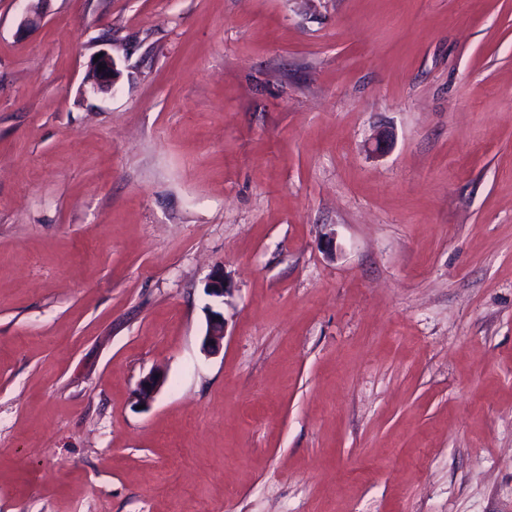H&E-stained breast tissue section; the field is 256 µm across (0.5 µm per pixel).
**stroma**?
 <instances>
[{"label":"stroma","mask_w":512,"mask_h":512,"mask_svg":"<svg viewBox=\"0 0 512 512\" xmlns=\"http://www.w3.org/2000/svg\"><path fill=\"white\" fill-rule=\"evenodd\" d=\"M28 5L0 512H512V0ZM101 57L94 62V59L90 62L89 66V80L92 83L93 90L100 94H108L114 87L119 71L117 64L113 57L108 53H100ZM99 64L105 66V69L98 71ZM225 319L221 312L210 310L207 319L202 349L208 354H216L224 344Z\"/></svg>","instance_id":"stroma-1"}]
</instances>
